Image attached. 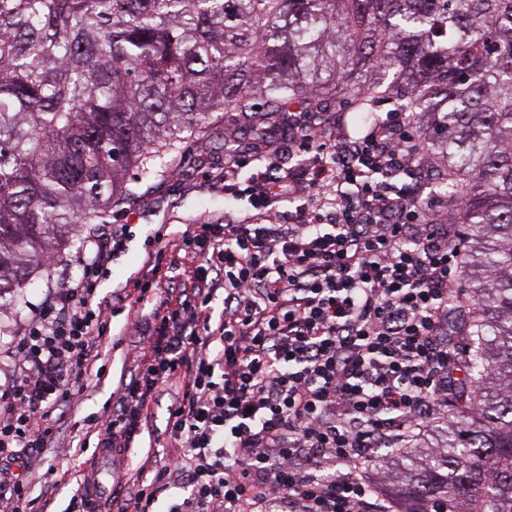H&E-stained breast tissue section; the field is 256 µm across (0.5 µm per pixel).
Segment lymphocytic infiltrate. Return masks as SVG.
Instances as JSON below:
<instances>
[{"label":"lymphocytic infiltrate","mask_w":512,"mask_h":512,"mask_svg":"<svg viewBox=\"0 0 512 512\" xmlns=\"http://www.w3.org/2000/svg\"><path fill=\"white\" fill-rule=\"evenodd\" d=\"M421 148L399 120L331 139L304 116L299 173L267 160L271 180L244 189L253 214L201 219L149 256L132 288L154 303L138 377L92 425L97 447H133L160 388L182 386L167 422L179 453L141 481L135 512L173 485L185 495L169 512H393L364 471L418 441L457 370L448 294L465 240L394 184ZM129 234L89 232L80 277L50 291L13 347L0 455L30 466L55 410L82 393L109 333L97 283ZM187 258L200 274L163 298Z\"/></svg>","instance_id":"f902f5d3"}]
</instances>
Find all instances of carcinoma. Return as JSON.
I'll use <instances>...</instances> for the list:
<instances>
[{
  "mask_svg": "<svg viewBox=\"0 0 512 512\" xmlns=\"http://www.w3.org/2000/svg\"><path fill=\"white\" fill-rule=\"evenodd\" d=\"M410 113L432 190L488 273L458 333L456 419L384 461L402 512H512V0H0V313L185 131L297 104Z\"/></svg>",
  "mask_w": 512,
  "mask_h": 512,
  "instance_id": "1",
  "label": "carcinoma"
}]
</instances>
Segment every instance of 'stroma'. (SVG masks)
Listing matches in <instances>:
<instances>
[{
    "mask_svg": "<svg viewBox=\"0 0 512 512\" xmlns=\"http://www.w3.org/2000/svg\"><path fill=\"white\" fill-rule=\"evenodd\" d=\"M300 107H292L276 122L270 142L243 138V155L255 151L273 153L280 166L295 163L294 130L300 123ZM239 126L235 113H224L221 122L209 125L202 133L181 134L176 143L179 164L173 170H159L156 176L140 178L129 172L126 188L131 195L127 204L108 210L101 217L105 224H128L132 234L126 249L112 263L101 280L97 300L103 311L111 313V345L101 350L100 362L106 369L103 381L87 379L82 395L73 404L60 406L56 412L57 424L53 441L42 449L39 461L26 474L32 496L41 498L48 512H71L70 498L76 488L78 472L93 464L92 452L75 454L74 440L85 432L86 417L102 414L111 408L122 385L134 376L131 355L137 337V324L147 316L151 307L128 302L123 308L112 306V294L135 279L149 253L158 247L159 239H176L185 225L206 217L217 221L226 218L241 219L252 211V200L241 194V186L249 184L257 165H250L238 174L239 190L225 188L219 176L224 172V135ZM77 243L66 246L46 261L39 275L24 288L16 309L0 316V410H5L3 398L11 384L7 372L9 352L34 314L41 308L50 289L58 281L78 276L81 259ZM178 386L165 388L152 406L147 426L138 448L121 453L117 468L130 473L139 468L144 458L165 463L173 453L174 442L167 431L168 408L178 396Z\"/></svg>",
    "mask_w": 512,
    "mask_h": 512,
    "instance_id": "35a3bbf8",
    "label": "stroma"
}]
</instances>
